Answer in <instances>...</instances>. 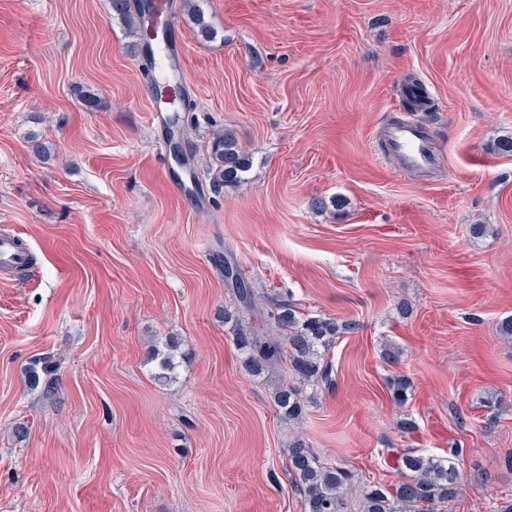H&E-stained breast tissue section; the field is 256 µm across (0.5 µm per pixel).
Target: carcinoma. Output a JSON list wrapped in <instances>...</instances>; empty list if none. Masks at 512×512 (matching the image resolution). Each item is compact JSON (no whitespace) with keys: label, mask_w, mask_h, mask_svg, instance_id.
I'll use <instances>...</instances> for the list:
<instances>
[{"label":"carcinoma","mask_w":512,"mask_h":512,"mask_svg":"<svg viewBox=\"0 0 512 512\" xmlns=\"http://www.w3.org/2000/svg\"><path fill=\"white\" fill-rule=\"evenodd\" d=\"M181 10L208 39L213 28L197 0H181ZM112 14L130 24L144 14L134 0H111ZM211 186L215 193L237 184L250 167V156L228 132L219 133L210 145ZM224 277L235 280L237 294L247 310L255 307L253 292L242 277L230 268ZM236 340L246 352L245 369L260 374L277 367L283 374L274 384L271 399L281 417L299 424L304 419L309 396L308 387L328 380V356L336 338L358 329L354 322L323 316H302L294 306L281 303L267 312L264 323L251 326L238 317ZM410 382L403 376L390 380L389 389L397 404H404ZM401 479L386 488L371 485L351 498L353 474L343 466L319 460L304 439L295 435L288 444V471L301 495V512H435L453 497L462 482L461 474L450 458H440L408 450L398 459Z\"/></svg>","instance_id":"cac0c4a2"}]
</instances>
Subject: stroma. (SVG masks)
<instances>
[{
    "mask_svg": "<svg viewBox=\"0 0 512 512\" xmlns=\"http://www.w3.org/2000/svg\"><path fill=\"white\" fill-rule=\"evenodd\" d=\"M202 7L210 39L175 14L188 196L163 174L152 76L109 0H0V233L35 257L24 279L0 275V512H300L292 426L224 321L227 262L258 317L290 302L359 325L307 404L321 460L389 486L405 449L449 457L463 485L445 512H493L512 499V340L496 334L512 316V155L496 149L512 135V0ZM414 80L433 111L405 112ZM407 115L442 151L426 182L374 138ZM221 130L251 168L217 194ZM170 342L163 383L153 352Z\"/></svg>",
    "mask_w": 512,
    "mask_h": 512,
    "instance_id": "1",
    "label": "stroma"
}]
</instances>
